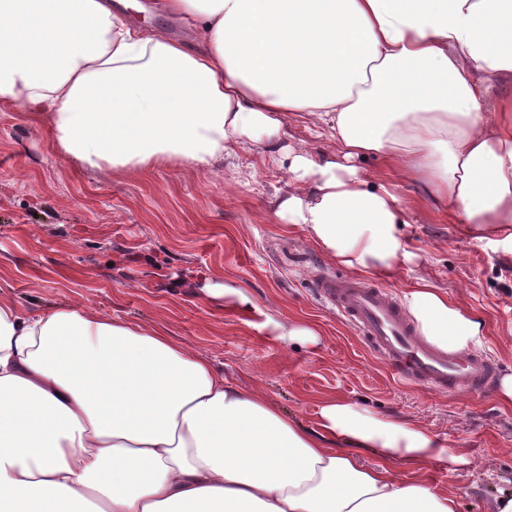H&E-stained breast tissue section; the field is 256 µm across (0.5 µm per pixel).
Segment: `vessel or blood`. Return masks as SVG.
<instances>
[{"label": "vessel or blood", "instance_id": "b4317fda", "mask_svg": "<svg viewBox=\"0 0 512 512\" xmlns=\"http://www.w3.org/2000/svg\"><path fill=\"white\" fill-rule=\"evenodd\" d=\"M321 292L396 374L435 392L487 394L498 368L476 352H442L420 341L395 296L362 278L323 282Z\"/></svg>", "mask_w": 512, "mask_h": 512}]
</instances>
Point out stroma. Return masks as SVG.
Wrapping results in <instances>:
<instances>
[{
    "mask_svg": "<svg viewBox=\"0 0 512 512\" xmlns=\"http://www.w3.org/2000/svg\"><path fill=\"white\" fill-rule=\"evenodd\" d=\"M230 162L231 185L187 165L109 178L62 160L29 113L0 112V293L28 310L80 302L192 343L243 390L310 428L333 395L421 424L465 458L430 465L422 479L457 496L458 512H491L494 497L512 491V404L396 379L319 297L321 279L353 270L276 216L286 169L257 147L237 149ZM401 192L414 213L402 234L418 260L372 281L398 298L419 276L447 291L483 317L479 352L511 375L512 255L467 237L421 186ZM217 284L279 320L312 321L319 343L291 346L272 328L246 324L208 295Z\"/></svg>",
    "mask_w": 512,
    "mask_h": 512,
    "instance_id": "1",
    "label": "stroma"
}]
</instances>
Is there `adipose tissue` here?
Segmentation results:
<instances>
[{
	"mask_svg": "<svg viewBox=\"0 0 512 512\" xmlns=\"http://www.w3.org/2000/svg\"><path fill=\"white\" fill-rule=\"evenodd\" d=\"M198 46L110 0H0V111L36 112L62 158L115 175L215 174L255 145L286 163L274 208L328 258L392 272L414 254L397 181L422 183L474 240L512 253V0H156ZM331 151L286 145L289 115ZM396 174L375 182L364 161ZM420 339L480 344L483 320L425 278ZM380 456L364 466L356 449ZM461 457L428 428L325 399L311 429L192 344L84 304L0 295V512H458L389 462ZM115 0H112L116 9L123 12L128 18L136 25L142 28H152V27H165L169 33L175 37H183L185 35V31L182 28V32L180 34H176L173 29V23L164 15H159L156 13H142L138 12L134 9H124L120 3H115Z\"/></svg>",
	"mask_w": 512,
	"mask_h": 512,
	"instance_id": "1",
	"label": "adipose tissue"
}]
</instances>
